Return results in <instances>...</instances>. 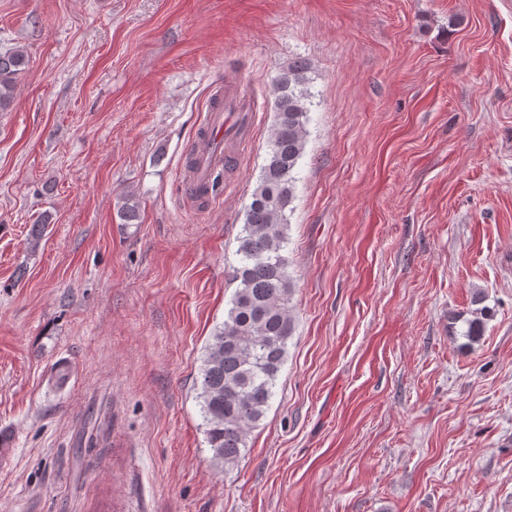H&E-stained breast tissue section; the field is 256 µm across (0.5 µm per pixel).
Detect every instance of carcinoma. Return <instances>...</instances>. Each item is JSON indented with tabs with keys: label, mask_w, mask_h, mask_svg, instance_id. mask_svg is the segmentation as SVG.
<instances>
[{
	"label": "carcinoma",
	"mask_w": 512,
	"mask_h": 512,
	"mask_svg": "<svg viewBox=\"0 0 512 512\" xmlns=\"http://www.w3.org/2000/svg\"><path fill=\"white\" fill-rule=\"evenodd\" d=\"M28 65L22 49L0 52V112L14 99ZM275 120L245 224L237 236L231 281L236 284L223 326L212 337L201 369L205 439L219 468L234 466L248 437L266 417L294 333L293 282L288 274L287 211L295 197V170L306 146L313 95L302 60L272 82Z\"/></svg>",
	"instance_id": "1"
}]
</instances>
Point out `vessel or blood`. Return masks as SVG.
<instances>
[{
  "label": "vessel or blood",
  "instance_id": "1",
  "mask_svg": "<svg viewBox=\"0 0 512 512\" xmlns=\"http://www.w3.org/2000/svg\"><path fill=\"white\" fill-rule=\"evenodd\" d=\"M252 129L251 104L239 82L216 87L202 126L184 169V184L190 196L209 190L216 171L239 158V144Z\"/></svg>",
  "mask_w": 512,
  "mask_h": 512
}]
</instances>
